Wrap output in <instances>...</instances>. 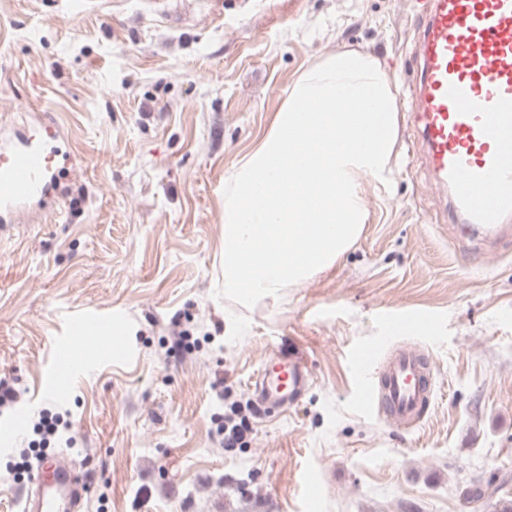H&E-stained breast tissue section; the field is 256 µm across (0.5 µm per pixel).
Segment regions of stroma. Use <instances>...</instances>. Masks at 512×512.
<instances>
[{
  "instance_id": "35a3bbf8",
  "label": "stroma",
  "mask_w": 512,
  "mask_h": 512,
  "mask_svg": "<svg viewBox=\"0 0 512 512\" xmlns=\"http://www.w3.org/2000/svg\"><path fill=\"white\" fill-rule=\"evenodd\" d=\"M413 0H0V136L45 112L76 156L64 194L0 229V512H22L39 457L87 477L84 512H501L512 504V237L468 242L398 112L390 184L359 178L368 222L336 263L247 309L223 281L224 189L295 81L370 54L396 100L416 75ZM88 368L42 380L67 324ZM419 315L433 367L422 421L357 403L361 348ZM186 344H176V337ZM300 351L299 402L219 428L275 347ZM59 416L54 438L36 425ZM481 499L465 502L471 481ZM249 429V425L243 419L239 423H234L231 418L225 420L224 427L221 429L224 447L234 448L237 445L244 444Z\"/></svg>"
}]
</instances>
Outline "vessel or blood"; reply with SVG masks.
<instances>
[{
  "label": "vessel or blood",
  "instance_id": "b4317fda",
  "mask_svg": "<svg viewBox=\"0 0 512 512\" xmlns=\"http://www.w3.org/2000/svg\"><path fill=\"white\" fill-rule=\"evenodd\" d=\"M418 63L410 110L423 164L451 192L453 218L473 234L491 236L512 222V0H415ZM58 152L52 136L33 128L0 140V222L49 194ZM359 400L378 406L399 425L423 419L432 393V369L416 347L385 345L357 352ZM309 371L294 354L281 353L251 383L261 403L296 401ZM53 487L40 488L23 512H79L82 489L58 457Z\"/></svg>",
  "mask_w": 512,
  "mask_h": 512
}]
</instances>
